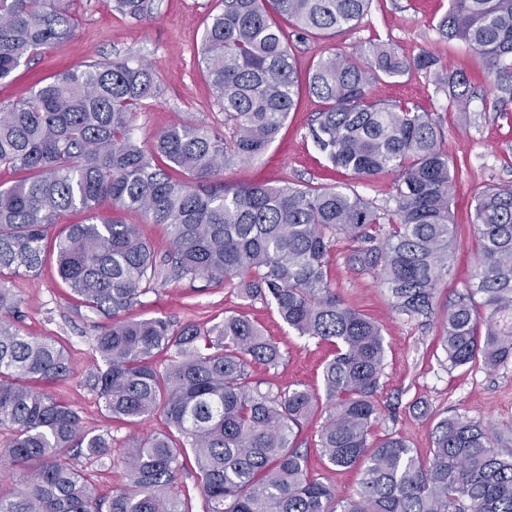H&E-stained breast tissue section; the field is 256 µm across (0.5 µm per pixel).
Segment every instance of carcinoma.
I'll use <instances>...</instances> for the list:
<instances>
[{
	"label": "carcinoma",
	"mask_w": 512,
	"mask_h": 512,
	"mask_svg": "<svg viewBox=\"0 0 512 512\" xmlns=\"http://www.w3.org/2000/svg\"><path fill=\"white\" fill-rule=\"evenodd\" d=\"M113 2L125 17H151L153 0ZM371 2L222 0L199 51L224 112L222 136L179 121L143 148L132 123L158 86L148 65L127 60L63 71L0 107V168L19 174L0 188V431L10 434L6 457L21 471L17 489L0 494V512H187L175 488L189 450L205 512H512V443L501 433L454 412L437 422L425 459L396 435L370 441L385 338L331 276L342 235L352 243L347 263L376 274L395 312L435 314L456 256L451 185L459 167L441 146L437 113L374 100L370 87L415 70L465 112L466 76L442 70L428 53L401 57L387 43L366 45L357 60L321 55L309 68L305 89L323 103L314 142L358 178L395 174L385 207L354 191L223 179L228 166L261 157L299 103L289 37L351 29ZM72 27L60 0H0V80ZM438 33L478 54L500 77V102L512 101V0H449ZM104 200L165 225L167 249L155 251L139 225L101 213ZM73 211L84 220L49 238ZM471 226L478 261L448 304L442 343L450 369L476 360L495 369L512 362V186L480 192ZM49 250L80 304L111 320L95 345L105 410L115 420L163 422L132 441L128 483L106 502L65 455L78 448L97 461L110 448L107 434L87 433L70 404L35 387L70 379L71 368L56 340L23 333L21 298L6 285L9 276L37 273ZM181 280L266 301L299 336L334 345L322 371L331 410L318 446L333 467L363 465L357 490L339 496L307 474L296 429L318 410L319 394L264 388L252 377L253 365L274 367L281 351L250 320L229 314L205 331L166 317H122L155 285Z\"/></svg>",
	"instance_id": "obj_1"
}]
</instances>
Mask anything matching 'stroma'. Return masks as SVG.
<instances>
[{
	"instance_id": "obj_1",
	"label": "stroma",
	"mask_w": 512,
	"mask_h": 512,
	"mask_svg": "<svg viewBox=\"0 0 512 512\" xmlns=\"http://www.w3.org/2000/svg\"><path fill=\"white\" fill-rule=\"evenodd\" d=\"M448 4L449 0H373L370 14L358 27L333 36L291 40L290 52L303 75L323 52L355 59L365 43L379 40L392 44L399 55L414 57L430 52L444 67L464 72L473 89L465 112L449 109L445 96L435 93L430 79L417 72L377 82L370 94L377 100L401 101L441 115L443 147L464 166L463 175L452 185L454 220L467 225L473 212L471 203L480 191L494 184L512 185V118H503L492 109L498 91L485 63L465 44L439 36L437 24ZM219 8V0H154L152 17L137 21L115 12L112 0H70L68 9L75 19L72 36L22 63L11 77L0 81V106L26 99L38 81L51 80L62 71L103 58L126 59L148 64L161 88L160 95L146 100L135 115L134 135L139 142L151 144L158 132L178 120L223 133L224 114L215 105L197 66L206 20ZM321 107L318 99L303 97L265 154L226 169L225 180L239 186L286 181L322 184L357 191L374 206H384L394 175L358 179L351 172L333 169L316 146L311 127ZM349 250V242L337 241L332 267L336 290L347 303L377 321L385 336V369L376 394L382 417L374 428L375 437L392 432L424 453L431 446L436 422L453 412L494 431L511 428L512 363L494 371L479 362L452 370L439 340L448 303L464 291L475 262L474 237H462L454 269L439 286L435 315L423 322L393 312L374 274L347 265ZM9 285L21 298L22 329L33 336L53 338L68 352L72 379L47 385V393L71 404L84 430L106 431L113 439L111 454L102 466L90 463L77 451L69 453L71 463L87 473L97 492L111 495L127 481L124 458L133 438L161 429L162 423L157 418L141 423L115 421L105 411L94 387V376L103 366L94 346L104 322L79 305L61 281L54 261H46L36 275L11 278ZM228 311L255 323L278 343L283 354L277 367L253 366V378L273 387L321 389L331 344L299 337L274 306L241 299L232 289L206 288L198 281L171 282L141 296L125 316L133 320L165 316L178 325L194 322L210 327L222 323ZM416 401L427 402L429 416L417 417L410 412ZM325 417V410H318L298 430L297 443L306 455L307 471L339 492H353L361 470L329 465L317 446Z\"/></svg>"
}]
</instances>
